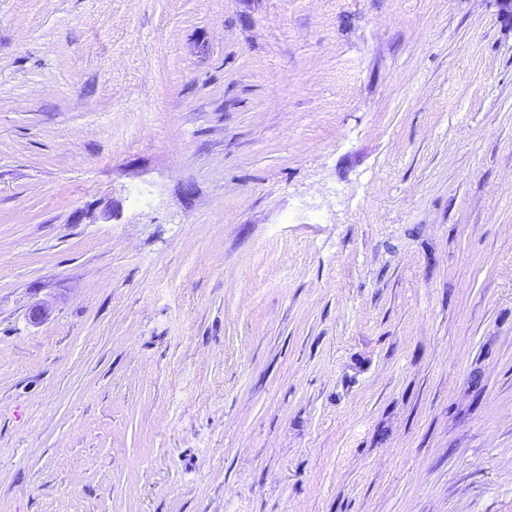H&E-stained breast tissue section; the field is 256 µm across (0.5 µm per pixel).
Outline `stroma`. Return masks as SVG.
<instances>
[{
  "instance_id": "1",
  "label": "stroma",
  "mask_w": 512,
  "mask_h": 512,
  "mask_svg": "<svg viewBox=\"0 0 512 512\" xmlns=\"http://www.w3.org/2000/svg\"><path fill=\"white\" fill-rule=\"evenodd\" d=\"M0 512H512L498 0H0Z\"/></svg>"
}]
</instances>
